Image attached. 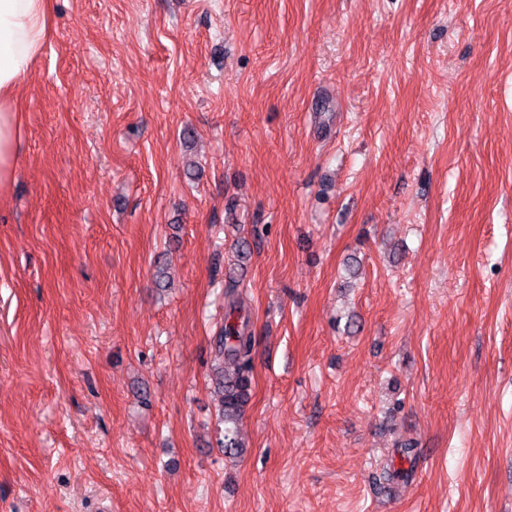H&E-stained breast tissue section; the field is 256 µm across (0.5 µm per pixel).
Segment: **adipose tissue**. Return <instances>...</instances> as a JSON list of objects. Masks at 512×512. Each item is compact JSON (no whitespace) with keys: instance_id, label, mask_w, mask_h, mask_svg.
<instances>
[{"instance_id":"ef3b65f1","label":"adipose tissue","mask_w":512,"mask_h":512,"mask_svg":"<svg viewBox=\"0 0 512 512\" xmlns=\"http://www.w3.org/2000/svg\"><path fill=\"white\" fill-rule=\"evenodd\" d=\"M53 0H0V191L14 179L21 85L50 37Z\"/></svg>"}]
</instances>
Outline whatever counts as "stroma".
Returning <instances> with one entry per match:
<instances>
[{
    "instance_id": "35a3bbf8",
    "label": "stroma",
    "mask_w": 512,
    "mask_h": 512,
    "mask_svg": "<svg viewBox=\"0 0 512 512\" xmlns=\"http://www.w3.org/2000/svg\"><path fill=\"white\" fill-rule=\"evenodd\" d=\"M53 5L0 192V512H512V0ZM227 316L223 336L218 344L222 352V366L216 375L220 411L224 425L235 424L248 403L251 387V336L245 335L236 322Z\"/></svg>"
}]
</instances>
